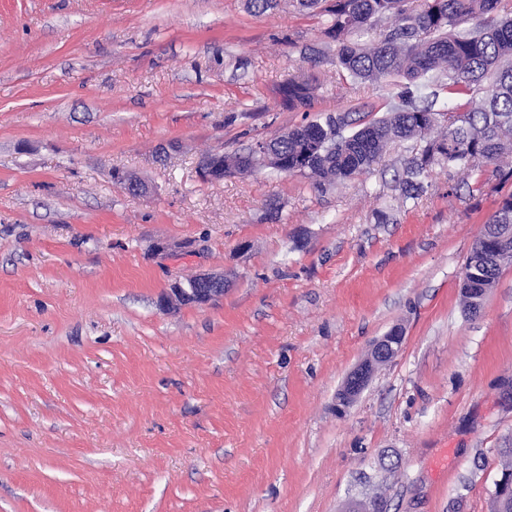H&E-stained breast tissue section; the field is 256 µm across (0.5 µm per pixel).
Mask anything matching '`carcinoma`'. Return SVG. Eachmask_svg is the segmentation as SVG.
I'll list each match as a JSON object with an SVG mask.
<instances>
[{
	"instance_id": "obj_1",
	"label": "carcinoma",
	"mask_w": 512,
	"mask_h": 512,
	"mask_svg": "<svg viewBox=\"0 0 512 512\" xmlns=\"http://www.w3.org/2000/svg\"><path fill=\"white\" fill-rule=\"evenodd\" d=\"M323 19V35L336 44V67L356 81L396 76V92L383 116L358 124L327 113L284 133L275 145L280 169L310 178L316 189L368 173L389 144L407 141L415 154L399 179L415 198L434 167L459 169L483 192L486 172L512 181V12L501 0H294ZM290 110H314V88L288 79L280 90ZM447 101L452 108L438 106ZM491 224H512V193L500 199L473 242L463 276L465 308L477 290L494 287L503 266L475 261L494 246Z\"/></svg>"
}]
</instances>
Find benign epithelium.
<instances>
[{"label": "benign epithelium", "mask_w": 512, "mask_h": 512, "mask_svg": "<svg viewBox=\"0 0 512 512\" xmlns=\"http://www.w3.org/2000/svg\"><path fill=\"white\" fill-rule=\"evenodd\" d=\"M279 138L280 135L278 134L271 135L255 147V151L268 165L276 161L274 148L275 142ZM198 176L205 181H219L224 179V171L217 167L214 159L204 158L199 163ZM223 296L224 275L202 273L196 276L195 287L193 288L187 287L186 283L181 280L172 282L161 298V306L165 309L187 304L206 306ZM403 342V330L394 327L372 343L366 357L349 371L336 391V407L338 410L344 411L358 401L375 372L399 355ZM346 512H387V507L374 502L372 497L367 496L362 499L351 500Z\"/></svg>", "instance_id": "7a95c632"}]
</instances>
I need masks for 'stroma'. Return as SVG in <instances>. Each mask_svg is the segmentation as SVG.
I'll use <instances>...</instances> for the list:
<instances>
[{
  "mask_svg": "<svg viewBox=\"0 0 512 512\" xmlns=\"http://www.w3.org/2000/svg\"><path fill=\"white\" fill-rule=\"evenodd\" d=\"M335 54L291 0H0V512H344L378 490L389 512H492L512 266L475 316L460 283L512 185L473 196L437 167L402 202L406 142L323 190L196 174L304 123L288 78L322 112L379 107L392 79ZM202 272L222 300L162 309ZM394 326L400 354L337 413ZM282 102L288 110L312 112L314 110V88L307 82L289 78L280 90ZM404 337L400 327H393L372 343L366 357L349 371L336 391V407L339 411H345L353 406L372 380L375 372L399 355Z\"/></svg>",
  "mask_w": 512,
  "mask_h": 512,
  "instance_id": "35a3bbf8",
  "label": "stroma"
}]
</instances>
